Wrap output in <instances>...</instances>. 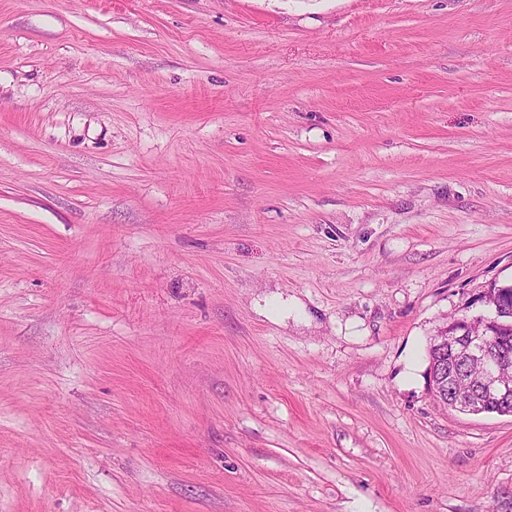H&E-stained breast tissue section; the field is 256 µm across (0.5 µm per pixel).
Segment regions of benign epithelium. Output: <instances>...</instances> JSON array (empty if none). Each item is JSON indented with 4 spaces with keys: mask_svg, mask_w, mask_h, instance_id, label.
<instances>
[{
    "mask_svg": "<svg viewBox=\"0 0 512 512\" xmlns=\"http://www.w3.org/2000/svg\"><path fill=\"white\" fill-rule=\"evenodd\" d=\"M487 313L457 318L430 339V388L436 400L469 414L489 407L512 416V384L500 368L512 361L502 333L512 328V292L484 293Z\"/></svg>",
    "mask_w": 512,
    "mask_h": 512,
    "instance_id": "benign-epithelium-1",
    "label": "benign epithelium"
}]
</instances>
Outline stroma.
I'll use <instances>...</instances> for the list:
<instances>
[{"instance_id": "stroma-1", "label": "stroma", "mask_w": 512, "mask_h": 512, "mask_svg": "<svg viewBox=\"0 0 512 512\" xmlns=\"http://www.w3.org/2000/svg\"><path fill=\"white\" fill-rule=\"evenodd\" d=\"M494 283L512 0H0V512H512ZM490 288L482 298L487 314L454 319L431 337L430 388L436 400L448 402L449 408L478 415L490 411V405L499 414L512 416V384L500 374V368L512 362L507 340L500 335L512 328V291L500 290L490 302ZM475 360L487 369L479 392L465 397L452 393L457 372Z\"/></svg>"}]
</instances>
